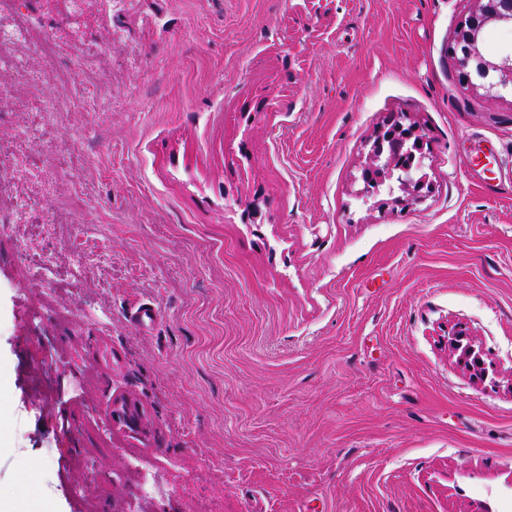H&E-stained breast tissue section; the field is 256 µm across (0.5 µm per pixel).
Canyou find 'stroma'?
I'll use <instances>...</instances> for the list:
<instances>
[{
	"mask_svg": "<svg viewBox=\"0 0 512 512\" xmlns=\"http://www.w3.org/2000/svg\"><path fill=\"white\" fill-rule=\"evenodd\" d=\"M475 6L23 0L58 45L31 69L80 106L23 138L28 110L0 100L1 501L512 512V182L487 194L464 165L482 146L512 168V96L459 83ZM393 115L423 136L426 185L368 198ZM459 326L487 379L447 344ZM108 384L146 405L142 445L112 432Z\"/></svg>",
	"mask_w": 512,
	"mask_h": 512,
	"instance_id": "1",
	"label": "stroma"
}]
</instances>
